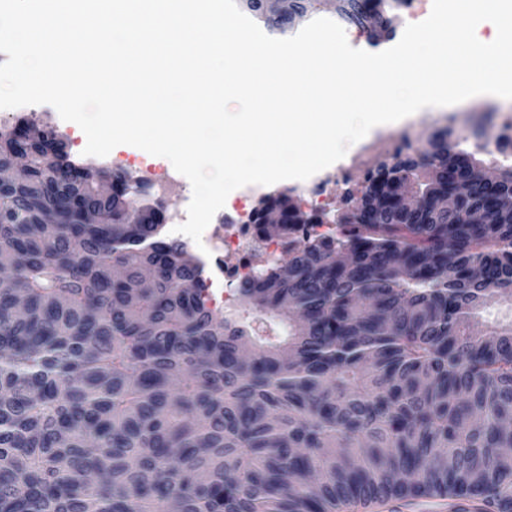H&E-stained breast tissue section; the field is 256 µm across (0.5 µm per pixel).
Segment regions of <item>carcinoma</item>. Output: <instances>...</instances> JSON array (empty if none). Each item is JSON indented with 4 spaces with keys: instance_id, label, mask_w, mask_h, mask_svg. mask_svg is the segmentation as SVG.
<instances>
[{
    "instance_id": "obj_1",
    "label": "carcinoma",
    "mask_w": 512,
    "mask_h": 512,
    "mask_svg": "<svg viewBox=\"0 0 512 512\" xmlns=\"http://www.w3.org/2000/svg\"><path fill=\"white\" fill-rule=\"evenodd\" d=\"M272 35L319 0H238ZM404 0H337L379 36ZM435 132L367 169L328 231L283 192L288 259L241 279L234 309L207 305L187 244L160 207L133 223L140 184L73 179L51 132L0 209V512H340L354 501L464 500L512 512V166L495 180ZM16 148L0 131V168ZM397 175L427 199L387 201ZM458 178L467 192L438 201ZM89 211L110 224H86ZM270 319L288 324L273 332Z\"/></svg>"
}]
</instances>
